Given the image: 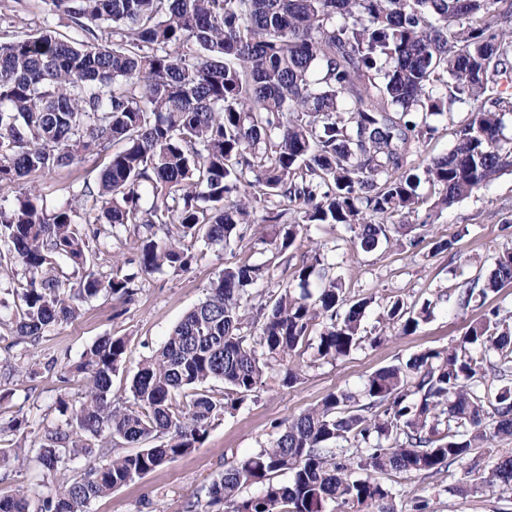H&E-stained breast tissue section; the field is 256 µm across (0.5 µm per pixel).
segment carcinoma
<instances>
[{
  "label": "carcinoma",
  "instance_id": "1",
  "mask_svg": "<svg viewBox=\"0 0 512 512\" xmlns=\"http://www.w3.org/2000/svg\"><path fill=\"white\" fill-rule=\"evenodd\" d=\"M47 2L71 34L0 38V184L115 150L96 186L83 184L49 212L28 197L0 204V258L28 274L9 349L38 345L101 293L132 302L142 274L188 270L194 255L174 233L241 251L242 225L274 224L276 256L286 258L311 225L340 224L369 252L423 206L449 208L512 172V142L501 138L512 112V0ZM464 107L453 149L427 156L431 118ZM423 180L439 193L432 204L418 192ZM92 224L149 230L127 261L137 271L90 268L101 246ZM333 268L314 251L292 280L315 277L318 288L298 295L288 284L254 288L269 279L268 265L224 268L140 362L121 402L112 378L128 342L93 344L77 366L82 396L58 400L67 429L45 431L24 454L15 437L28 415L0 423V479L18 460L50 474L80 457L97 462L45 494H1L0 512H84L199 447L275 368L291 386L310 349L335 360L380 343L364 334L368 302L350 299ZM511 282L505 251L483 282L457 289L456 307ZM431 313L428 300L416 309L396 297L384 320L409 335ZM0 368L7 379L35 375L7 358ZM507 437L512 324L492 308L457 344L380 368L361 393L332 392L275 426L185 512H397L393 486L377 475H434ZM489 483L512 490V455ZM251 485L259 492L243 495Z\"/></svg>",
  "mask_w": 512,
  "mask_h": 512
}]
</instances>
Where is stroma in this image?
<instances>
[{"mask_svg":"<svg viewBox=\"0 0 512 512\" xmlns=\"http://www.w3.org/2000/svg\"><path fill=\"white\" fill-rule=\"evenodd\" d=\"M46 28L62 35L70 30L65 15H48L44 0H0L1 32ZM106 160L102 152L75 165L2 183L0 203L10 204L26 194L54 206L72 189L96 181ZM413 237L420 243L411 248L407 241ZM440 239L453 240V248L434 253L432 246ZM182 246L195 256L188 271L164 268L140 278L138 293L129 304L109 294L99 295L83 303L76 319L55 325L38 346L28 348L27 361L37 363L40 370L34 378L12 383V396L0 400V418L9 419L21 409L32 412L36 422L27 430L31 443L39 441L45 429L64 427L58 399L64 393L78 399L83 382L74 367L105 336L128 341L126 362L112 387L114 394L127 395L139 361L164 344L171 328L205 298L211 282L239 259L238 253L220 244L187 239ZM317 250L331 258L333 273L341 277L351 298L368 300L364 327L372 334L385 332V340L333 361L305 354L296 384L285 387L269 381L234 414L215 420L199 448L107 497L92 500L85 512H184L186 501L212 478L266 445L274 424L313 408L329 393L360 392L365 379L380 368L457 343L487 308L497 305L512 312V284L463 312L452 299L455 288L485 278L499 253L512 251V174L502 175L451 208L430 215L419 212L409 218L406 231L396 241L380 244L369 253L352 245L345 226H311L292 249L291 261L301 263ZM24 281L21 268H0V336L9 335L15 324L20 304L16 290ZM396 296L410 305L431 300V319L410 335L384 329L383 312ZM65 375L70 378L66 384L61 381ZM510 454L512 439L498 440L492 447L474 449L434 477L400 480L396 486L399 512H406L415 497L427 499L430 512H512V491L487 484L500 457ZM461 486L467 487V494H458Z\"/></svg>","mask_w":512,"mask_h":512,"instance_id":"35a3bbf8","label":"stroma"}]
</instances>
